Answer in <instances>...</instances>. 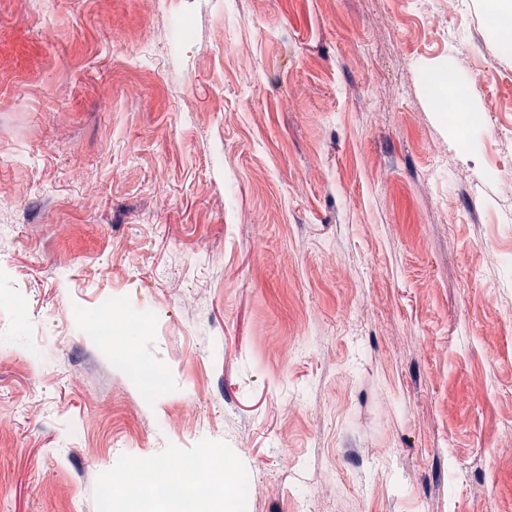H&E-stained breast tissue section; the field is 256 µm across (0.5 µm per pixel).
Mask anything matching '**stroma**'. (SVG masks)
<instances>
[{
    "label": "stroma",
    "instance_id": "35a3bbf8",
    "mask_svg": "<svg viewBox=\"0 0 512 512\" xmlns=\"http://www.w3.org/2000/svg\"><path fill=\"white\" fill-rule=\"evenodd\" d=\"M495 168L483 0H0V512L220 457L230 512H512Z\"/></svg>",
    "mask_w": 512,
    "mask_h": 512
}]
</instances>
